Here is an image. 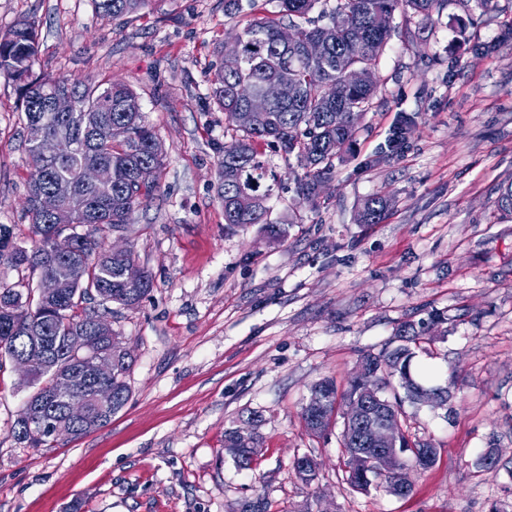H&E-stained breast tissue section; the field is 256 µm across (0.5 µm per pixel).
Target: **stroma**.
I'll return each instance as SVG.
<instances>
[{"instance_id": "1", "label": "stroma", "mask_w": 512, "mask_h": 512, "mask_svg": "<svg viewBox=\"0 0 512 512\" xmlns=\"http://www.w3.org/2000/svg\"><path fill=\"white\" fill-rule=\"evenodd\" d=\"M153 0L123 20L93 0H0V32L35 21L36 71L126 82L166 151L151 200L119 245L153 288L106 320L133 359L130 396L104 427L28 448L13 423L34 388L0 363V512H238L264 493L268 512H512V222L496 206L512 180V0L464 23L457 0L431 20L397 19L372 108L318 196L282 179L270 220L230 225L218 196L224 114L210 97L220 50L264 0ZM485 52L475 53L474 43ZM413 133L389 137L400 116ZM16 87L0 79V227L31 246L30 175ZM390 207L359 219L366 199ZM438 310L448 330L421 344L413 372L448 388L446 406L406 405L402 426L438 458L409 472V496L356 492L340 429L310 434L311 386L346 388L362 354L393 348L398 324ZM256 435L239 469L224 433ZM488 452L494 469L477 467ZM309 455L316 478L292 462Z\"/></svg>"}]
</instances>
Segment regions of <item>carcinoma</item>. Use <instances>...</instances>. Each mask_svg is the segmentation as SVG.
<instances>
[{
	"mask_svg": "<svg viewBox=\"0 0 512 512\" xmlns=\"http://www.w3.org/2000/svg\"><path fill=\"white\" fill-rule=\"evenodd\" d=\"M152 0H93L95 10L114 20L136 14ZM274 4L271 15L255 19L240 31L241 53L236 59H221L211 80V96L224 111V155L220 160L218 194L224 206L226 224H264L270 234L281 236L284 230L268 220L269 203L277 195L281 178L272 170L260 146L266 145L288 161L298 194L305 200L316 196L318 185L330 175L333 162L350 149L358 123L375 97L377 75L389 46L396 14L405 19L418 17L428 21L440 12L447 0H269ZM317 15H312L314 9ZM291 26L296 42L288 47L278 41L282 27ZM313 39L326 42L320 59L304 55V44ZM38 33L35 24L18 21L0 33V78L12 82L21 100L23 122L34 115L42 116L50 135H61L64 147L60 159L42 163L32 144L27 153L33 168L30 181L43 180L50 187L59 179L74 178L83 162L112 165V184L93 187L75 184L68 205L74 213L75 235L80 250L72 258L51 254V240L56 225L31 208L29 211L32 249L10 241V232L0 233V265L26 271L29 277L53 275L72 283L67 293L56 299L40 296L28 284L17 289L0 284V359L30 349L33 341L50 353V362L39 364L33 382L38 390L23 404L13 426L17 441L32 447L48 446L57 435L53 425H66L63 404L58 396L60 380L67 377L75 391L89 399V419L70 431L81 437L109 422L128 402L127 376L132 357L119 337L100 330L99 314L83 304L93 297L101 303L133 306L140 302L153 285L152 275L140 267L132 251L109 254L103 249V236L129 223L135 209L148 200L157 188L164 158L152 153L157 138L146 120L137 94L124 82L104 85L91 80L50 76L36 72ZM354 68L367 77L360 88L349 86L344 69ZM286 76L298 87V96L287 103L274 102L266 115L252 127H242L235 120L241 107L238 91L242 87L259 88L265 82ZM73 92L75 112L45 111V95L54 89ZM124 121L130 136L123 143H113L106 136L107 126ZM412 131V119L400 117L389 141L397 147ZM147 165L151 180L144 186L136 182L137 169ZM251 194L253 205L247 210L236 206L239 194ZM497 206L502 215L512 219V181L499 188ZM388 202L374 197L366 202L360 221L378 224ZM445 317L431 312L428 318L404 321L395 337L399 345L378 354H366L362 364L372 374L379 399L373 407L401 426L404 403H420L424 386L411 374L415 357L412 346L432 338ZM99 357L112 358V403L103 407L95 400V379L89 374L90 362ZM398 377V386L391 378ZM324 401L318 412L303 409L302 420L313 434L326 433L336 411L337 387L331 379L313 386ZM349 407L367 400L363 384L353 380L343 392ZM224 443L237 449L234 461L241 469L250 468L258 440L239 430L224 432ZM341 445L346 462V483L354 491L367 492L375 487L386 493L407 496L412 485L407 477L410 455L425 449L429 456L422 469L432 467L437 448L427 441L402 435V447L395 455L372 454L364 450L359 430L343 423ZM299 477L309 483L315 477L316 464L307 454L293 461Z\"/></svg>",
	"mask_w": 512,
	"mask_h": 512,
	"instance_id": "cac0c4a2",
	"label": "carcinoma"
}]
</instances>
